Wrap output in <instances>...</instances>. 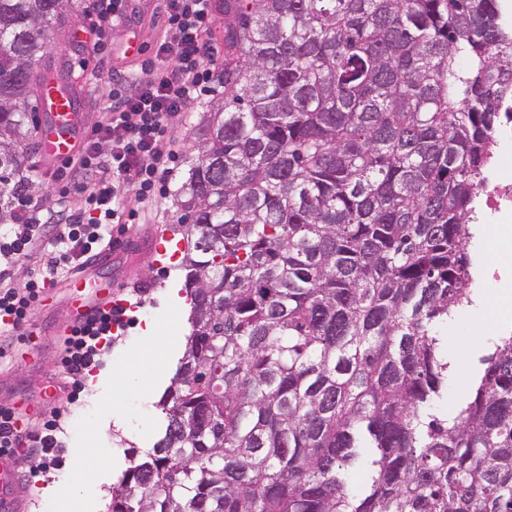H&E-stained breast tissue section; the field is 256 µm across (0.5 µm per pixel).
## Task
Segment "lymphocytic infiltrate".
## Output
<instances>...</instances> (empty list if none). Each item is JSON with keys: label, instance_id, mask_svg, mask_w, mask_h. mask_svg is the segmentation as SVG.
Masks as SVG:
<instances>
[{"label": "lymphocytic infiltrate", "instance_id": "obj_1", "mask_svg": "<svg viewBox=\"0 0 512 512\" xmlns=\"http://www.w3.org/2000/svg\"><path fill=\"white\" fill-rule=\"evenodd\" d=\"M129 0H94L91 32L98 46L111 40L113 26L128 17ZM212 0H166V30L154 57L140 64L141 77H107L103 122L86 135L77 158L65 160L54 177L55 209L37 206L27 189L28 177L10 193V227L0 232V257L13 260L39 254L24 288L10 284L11 268L0 266V317L20 328L35 313L48 284L71 277L111 244L112 227L139 217L124 194L140 200L165 188L178 167L176 129L191 101L211 94L216 62L204 39L212 22ZM82 190L85 206L71 207V191ZM112 333L105 314L72 330L63 358L65 373L80 379L92 366L100 340ZM15 410H0V452L25 448L37 453L58 447L59 421L45 424L37 435L20 434L13 426Z\"/></svg>", "mask_w": 512, "mask_h": 512}]
</instances>
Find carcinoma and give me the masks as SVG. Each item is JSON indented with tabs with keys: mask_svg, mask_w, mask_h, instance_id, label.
Masks as SVG:
<instances>
[{
	"mask_svg": "<svg viewBox=\"0 0 512 512\" xmlns=\"http://www.w3.org/2000/svg\"><path fill=\"white\" fill-rule=\"evenodd\" d=\"M81 0H0V186ZM495 0H224V100L174 191L191 333L107 512H512V332L451 419Z\"/></svg>",
	"mask_w": 512,
	"mask_h": 512,
	"instance_id": "carcinoma-1",
	"label": "carcinoma"
}]
</instances>
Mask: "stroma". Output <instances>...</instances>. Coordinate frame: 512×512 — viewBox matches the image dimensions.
Segmentation results:
<instances>
[{
	"label": "stroma",
	"mask_w": 512,
	"mask_h": 512,
	"mask_svg": "<svg viewBox=\"0 0 512 512\" xmlns=\"http://www.w3.org/2000/svg\"><path fill=\"white\" fill-rule=\"evenodd\" d=\"M134 12L128 21L112 31L106 58H99L93 46L87 15L72 20L70 29L54 45L55 53L66 60L65 79L80 93L84 127L101 120L102 88L99 69L103 60H111L118 70L132 68L137 60L152 57L165 34L166 15L163 0H132ZM208 105L207 99L189 104L178 128L179 172H186L198 151L197 124ZM55 163L40 154L26 156L22 174L34 175L31 195L43 208L55 207L57 193L52 173ZM142 222L134 233L122 225L112 227L114 243L108 253L111 264L98 266L97 281L125 285L128 303L125 324L112 334V343L96 361L97 369H110L111 385L90 390L87 383L68 382L61 359L66 347L59 326L69 323L70 292L66 281L43 290L52 304L50 311H36L44 330V343L35 354L23 353L21 333L6 337L8 355L0 359V408L39 404L31 430L39 432L44 422L60 416L65 427L60 449L23 455L16 462L19 483L5 504L11 512H60L57 500L44 497L46 484L55 482L76 504L78 512H107L108 503L100 492L108 483H119L129 466L128 449L144 450L158 440L164 418L158 406L174 377L184 352L189 332L181 305L180 271L170 258H151L147 243L163 234L173 222L175 209L171 191L139 203ZM156 327L155 337L143 336L146 323ZM449 355L458 359L448 373V401L456 403L467 393L468 378L480 355L492 351L487 328L469 315H459L448 325L444 338ZM61 388L51 402L41 399L49 379ZM124 415L130 438L116 439L104 427L113 409ZM79 466L80 483L70 481V469Z\"/></svg>",
	"instance_id": "35a3bbf8"
}]
</instances>
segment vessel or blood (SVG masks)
Here are the masks:
<instances>
[{
    "label": "vessel or blood",
    "instance_id": "1",
    "mask_svg": "<svg viewBox=\"0 0 512 512\" xmlns=\"http://www.w3.org/2000/svg\"><path fill=\"white\" fill-rule=\"evenodd\" d=\"M40 107L47 111V119L41 123L38 141L42 154L56 161L70 158L76 147V140L82 130V114L79 112L75 98L61 97L52 87H45L40 96ZM87 284L85 277H77L68 283L75 293L71 310L73 323L92 320L101 313L120 306V292L108 286L96 290L93 296H84Z\"/></svg>",
    "mask_w": 512,
    "mask_h": 512
}]
</instances>
